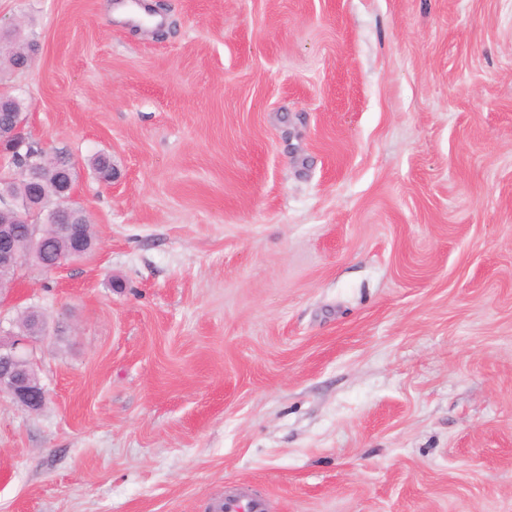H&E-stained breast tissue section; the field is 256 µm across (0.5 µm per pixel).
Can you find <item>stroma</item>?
I'll use <instances>...</instances> for the list:
<instances>
[{
	"label": "stroma",
	"mask_w": 512,
	"mask_h": 512,
	"mask_svg": "<svg viewBox=\"0 0 512 512\" xmlns=\"http://www.w3.org/2000/svg\"><path fill=\"white\" fill-rule=\"evenodd\" d=\"M153 4L0 0L97 239L0 293V512H512V0ZM28 338L17 339L9 346H0V393H6L14 402L26 408L36 402L44 403L48 396L45 387L40 383L14 378L10 374L12 368L28 363L20 347ZM267 501L246 491L224 499L219 512H268Z\"/></svg>",
	"instance_id": "stroma-1"
}]
</instances>
